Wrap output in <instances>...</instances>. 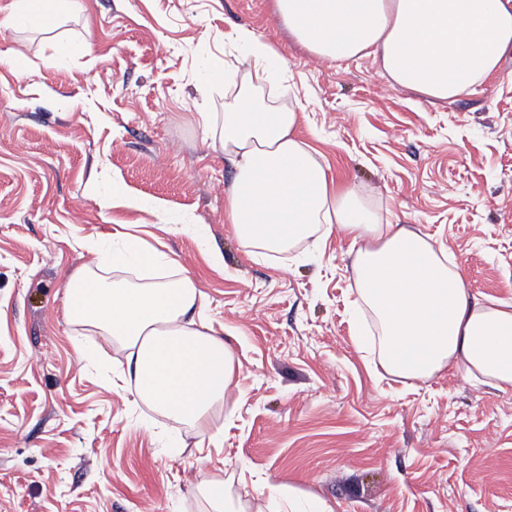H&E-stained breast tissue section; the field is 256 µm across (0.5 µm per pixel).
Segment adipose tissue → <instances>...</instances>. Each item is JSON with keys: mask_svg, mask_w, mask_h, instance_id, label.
I'll use <instances>...</instances> for the list:
<instances>
[{"mask_svg": "<svg viewBox=\"0 0 512 512\" xmlns=\"http://www.w3.org/2000/svg\"><path fill=\"white\" fill-rule=\"evenodd\" d=\"M275 12L315 57L373 58L392 85L434 104L472 95L512 55V0H275ZM224 84L223 114L200 113L199 124L234 172L224 214L242 247L282 253L339 227L359 245L355 286L379 327L389 373L422 379L448 367L512 390V304L480 301L446 250L382 223L356 188L336 186L299 139L297 112L257 111L235 74ZM122 242L71 274L65 315L123 345L142 401L206 429L211 409L231 393L233 355L191 279L133 285L99 276L100 268L125 269L151 253L138 237Z\"/></svg>", "mask_w": 512, "mask_h": 512, "instance_id": "1", "label": "adipose tissue"}]
</instances>
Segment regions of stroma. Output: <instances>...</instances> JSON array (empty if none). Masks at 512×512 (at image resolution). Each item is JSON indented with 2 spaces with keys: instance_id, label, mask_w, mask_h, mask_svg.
Wrapping results in <instances>:
<instances>
[{
  "instance_id": "obj_1",
  "label": "stroma",
  "mask_w": 512,
  "mask_h": 512,
  "mask_svg": "<svg viewBox=\"0 0 512 512\" xmlns=\"http://www.w3.org/2000/svg\"><path fill=\"white\" fill-rule=\"evenodd\" d=\"M14 2L0 0V56L25 61L0 66V512H209L202 486L235 504L282 484L334 512H512V390L387 373L356 244L335 229L248 254L213 186L233 172L194 121L223 112L204 74L254 31L292 75L253 80L260 111L299 112L336 184L445 248L472 294L512 303V59L432 104L373 58L318 60L274 0H82L44 28ZM117 184L139 207L113 206ZM125 231L164 258L112 279L190 277L233 352L241 397L211 410L217 440L124 389L123 346L64 315L87 244Z\"/></svg>"
}]
</instances>
